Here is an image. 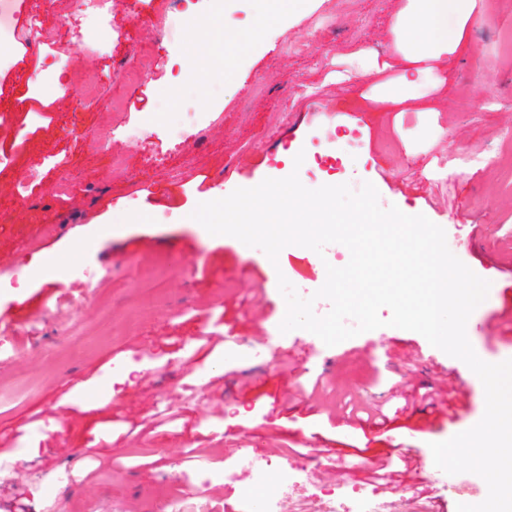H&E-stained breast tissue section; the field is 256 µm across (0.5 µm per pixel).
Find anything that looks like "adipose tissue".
Wrapping results in <instances>:
<instances>
[{"instance_id":"adipose-tissue-1","label":"adipose tissue","mask_w":512,"mask_h":512,"mask_svg":"<svg viewBox=\"0 0 512 512\" xmlns=\"http://www.w3.org/2000/svg\"><path fill=\"white\" fill-rule=\"evenodd\" d=\"M472 0H407L393 25L394 42L405 59L418 63L453 51L459 35L452 21L469 14Z\"/></svg>"}]
</instances>
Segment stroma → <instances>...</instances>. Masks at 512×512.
Masks as SVG:
<instances>
[{
	"mask_svg": "<svg viewBox=\"0 0 512 512\" xmlns=\"http://www.w3.org/2000/svg\"><path fill=\"white\" fill-rule=\"evenodd\" d=\"M33 2L65 54L0 76V145L13 141L23 120L15 103L33 86L52 113L0 169V327L14 328V352L0 360V512H166L173 497L247 512L238 486L207 470L232 466L244 451L267 457L271 469L249 484L258 499L278 481L288 449L299 453L296 466L313 470L309 440L343 455L305 483L291 512H306L322 489L365 486L352 460L397 445L413 454L396 488L409 512H425L420 487L430 488L437 512H457L454 494L435 483L430 445L480 421L478 376L421 334L388 326L386 307L383 327L331 347L306 330L281 333L279 277L317 291L349 250L323 258L289 245L273 262L211 235L192 214L236 188L286 178L284 159L297 154L307 188L372 183L381 207L425 215L489 281L466 333L483 361L512 358V0H476L459 49L431 62L413 89L391 36L405 0H307L257 38L247 31L250 5L232 0L234 23L215 16L179 26L141 56L144 24L168 11L167 0H112L109 23L73 36L62 17L77 15L79 0ZM194 33L204 43L192 51ZM230 36L242 46L227 66ZM130 57L141 72L135 88L112 78L114 63ZM87 71L101 75V99H86ZM114 96L129 99L133 118L156 136H118L101 149L90 129ZM193 116L210 119L206 137L172 151L171 136ZM114 151L123 169L112 168ZM61 158L80 176L66 205L55 202ZM29 177L41 204L18 197ZM55 261L76 274L60 281ZM228 325L237 332L230 343ZM268 336L284 349L273 361L257 356ZM117 361L140 370L122 380ZM340 365L359 376H337ZM439 376L466 380L472 392L438 422L424 423L413 407L380 426L347 413L353 404L391 405L407 386ZM313 377L319 392L297 399ZM198 379L203 388L189 397L183 387ZM187 448L200 449V466L182 461ZM66 469L73 479L59 483Z\"/></svg>",
	"mask_w": 512,
	"mask_h": 512,
	"instance_id": "stroma-1",
	"label": "stroma"
}]
</instances>
